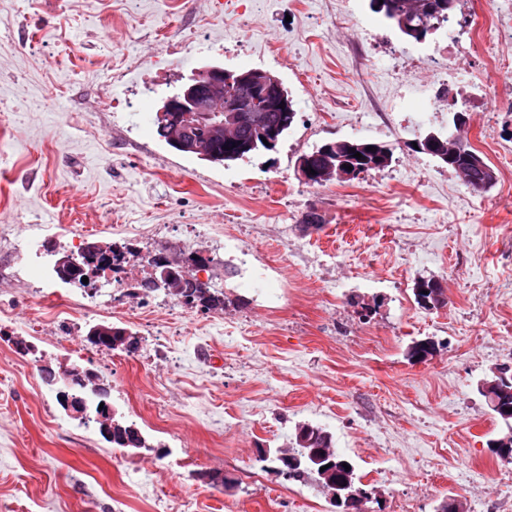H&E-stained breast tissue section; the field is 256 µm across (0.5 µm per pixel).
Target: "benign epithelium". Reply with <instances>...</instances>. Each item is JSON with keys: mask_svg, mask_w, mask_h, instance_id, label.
Segmentation results:
<instances>
[{"mask_svg": "<svg viewBox=\"0 0 512 512\" xmlns=\"http://www.w3.org/2000/svg\"><path fill=\"white\" fill-rule=\"evenodd\" d=\"M284 97L281 81L270 75L259 80L255 72L239 73L219 66L200 69L191 82L179 92L165 98L158 109V117L177 130V138L172 143L182 151L193 149L192 131L208 126L211 129H224V120H233L235 112H278V105ZM419 150L437 153L445 158L457 155V140L444 142L430 135L419 145ZM311 158L303 156L298 160V170L303 180L309 181L328 174L337 178H349L359 174L361 166L351 158H343L340 164L328 171L318 170L309 173ZM185 264L175 254L165 255L154 269L157 276L153 281L158 284H174L184 274ZM55 272L62 280H71L77 275L71 255L63 254L55 260ZM486 394L497 392L501 395L512 391V366L496 371V379L481 385ZM333 496L337 503H344L357 509V512H372L368 503L374 500L373 493L366 491L355 495L346 491V486L336 485Z\"/></svg>", "mask_w": 512, "mask_h": 512, "instance_id": "obj_1", "label": "benign epithelium"}]
</instances>
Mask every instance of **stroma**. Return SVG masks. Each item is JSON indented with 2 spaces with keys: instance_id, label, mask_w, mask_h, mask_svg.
<instances>
[{
  "instance_id": "obj_1",
  "label": "stroma",
  "mask_w": 512,
  "mask_h": 512,
  "mask_svg": "<svg viewBox=\"0 0 512 512\" xmlns=\"http://www.w3.org/2000/svg\"><path fill=\"white\" fill-rule=\"evenodd\" d=\"M498 2L458 0L447 22L466 43L449 65L484 99L469 140L496 183L476 193L414 147L465 102L439 80L443 31L406 40L369 0H0V311L33 348L0 341V512H334L314 478L260 460L303 422L376 490L373 512L450 498L512 512V463L488 446L505 427L478 392L512 365V119L495 115L512 105L495 63L512 29L474 42L464 25ZM213 64L288 89L296 117L276 149L214 165L143 119ZM424 88L422 123L408 104ZM349 139L388 146L390 165L300 178V155ZM31 224L69 253L83 240L214 256L224 308L46 287L20 257ZM422 277L445 306L417 304ZM100 323L135 334V353L92 359ZM428 337L436 354L411 362ZM64 361L93 368L147 448L113 447L61 407L42 370Z\"/></svg>"
}]
</instances>
